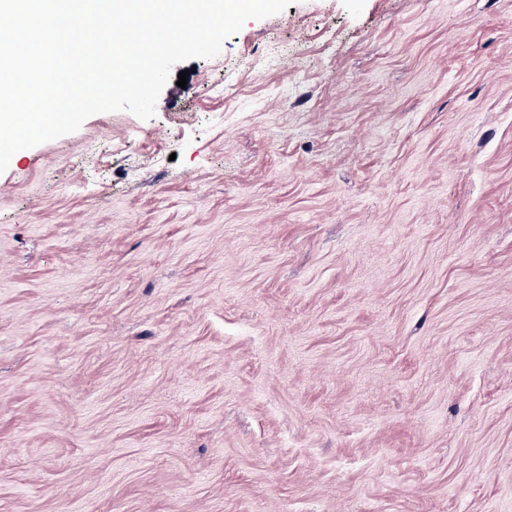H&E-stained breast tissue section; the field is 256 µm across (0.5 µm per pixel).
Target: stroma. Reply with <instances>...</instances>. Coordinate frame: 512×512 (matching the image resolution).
Wrapping results in <instances>:
<instances>
[{
    "mask_svg": "<svg viewBox=\"0 0 512 512\" xmlns=\"http://www.w3.org/2000/svg\"><path fill=\"white\" fill-rule=\"evenodd\" d=\"M0 173V512H512V0H294Z\"/></svg>",
    "mask_w": 512,
    "mask_h": 512,
    "instance_id": "stroma-1",
    "label": "stroma"
}]
</instances>
